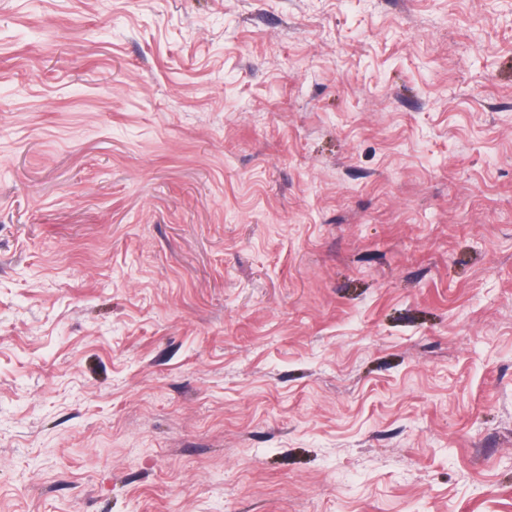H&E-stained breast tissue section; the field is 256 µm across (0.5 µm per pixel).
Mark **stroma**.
Instances as JSON below:
<instances>
[{
    "mask_svg": "<svg viewBox=\"0 0 512 512\" xmlns=\"http://www.w3.org/2000/svg\"><path fill=\"white\" fill-rule=\"evenodd\" d=\"M0 512H512V0H0Z\"/></svg>",
    "mask_w": 512,
    "mask_h": 512,
    "instance_id": "1",
    "label": "stroma"
}]
</instances>
